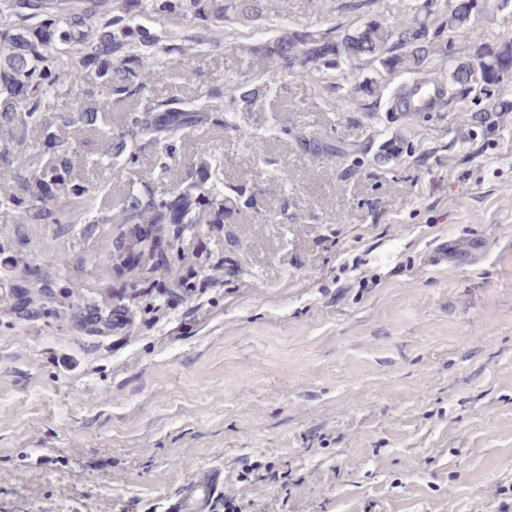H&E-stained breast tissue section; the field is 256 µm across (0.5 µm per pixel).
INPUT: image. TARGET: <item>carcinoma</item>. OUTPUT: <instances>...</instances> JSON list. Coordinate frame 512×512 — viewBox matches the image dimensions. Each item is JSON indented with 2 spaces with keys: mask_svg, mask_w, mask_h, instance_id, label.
Segmentation results:
<instances>
[{
  "mask_svg": "<svg viewBox=\"0 0 512 512\" xmlns=\"http://www.w3.org/2000/svg\"><path fill=\"white\" fill-rule=\"evenodd\" d=\"M265 0H0V159L11 153L13 141L52 150L46 160L31 161L23 154L3 175L9 182L0 191V210L13 212L17 223L31 218L42 224H153L158 238L170 239L171 249L188 231L202 224H222L243 203L245 192L224 191L219 176L222 159L204 150L189 164H181L182 141L207 126L239 131L238 116L252 111L261 97L275 98L286 77L300 73L314 77L339 66L369 65L377 74L397 70L416 73L444 32L480 43L477 61L456 66L446 88L454 102L473 89L476 76L512 73V45L481 41L470 18L475 0H457L450 15H441L438 0H421L413 16L384 26L370 20L336 34L333 29H291L276 26L266 14ZM188 23L193 33L183 37L157 34L150 25L169 19ZM242 27L257 37L246 52L269 61V70L256 77L232 78L222 88H207L190 98L150 95L164 77L163 56L191 55L216 43L224 28ZM76 92L68 112L46 110L48 96ZM123 104V119L112 122L110 105ZM90 128L104 139L98 157L80 154L75 133ZM305 145L331 161H347L363 147ZM157 155L159 171L138 166L144 153ZM403 152V143L382 142L376 160L389 163ZM111 169L125 177L127 191L117 211L96 208L95 193L77 178L76 167ZM176 172L168 191L153 189L159 174ZM45 276L33 282L37 312L54 322L76 328L112 326V312L96 301L73 300L54 273L64 258L49 251L39 257Z\"/></svg>",
  "mask_w": 512,
  "mask_h": 512,
  "instance_id": "obj_1",
  "label": "carcinoma"
}]
</instances>
